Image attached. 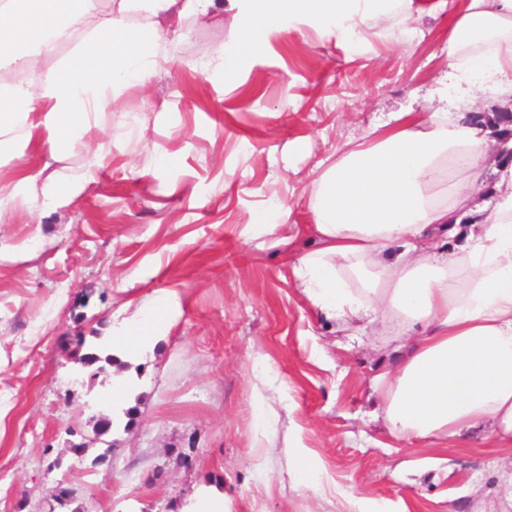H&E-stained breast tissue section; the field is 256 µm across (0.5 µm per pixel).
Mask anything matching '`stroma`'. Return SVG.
I'll return each instance as SVG.
<instances>
[{
    "label": "stroma",
    "mask_w": 512,
    "mask_h": 512,
    "mask_svg": "<svg viewBox=\"0 0 512 512\" xmlns=\"http://www.w3.org/2000/svg\"><path fill=\"white\" fill-rule=\"evenodd\" d=\"M437 2L373 12L355 38L332 19H280L229 75L196 64L241 18L183 25L174 63L114 105L144 135L113 139L91 172L73 150L63 165L84 188L67 205L14 204L0 223V512H194L213 494L224 512H498L512 447L393 437L371 382L395 356L389 334L347 335L293 272L318 167L394 113L436 106L462 0ZM256 215L276 232L246 233ZM152 303L166 320L127 351L113 328ZM91 351L101 362L82 364ZM258 355L278 387L266 438ZM100 414L114 418L101 436Z\"/></svg>",
    "instance_id": "35a3bbf8"
}]
</instances>
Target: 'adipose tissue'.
<instances>
[{
    "mask_svg": "<svg viewBox=\"0 0 512 512\" xmlns=\"http://www.w3.org/2000/svg\"><path fill=\"white\" fill-rule=\"evenodd\" d=\"M0 0V167L35 146L64 161L83 147L90 165L105 148L91 138L139 128L109 106L145 86L174 60L162 26L246 17L237 51L256 52L278 35L280 18L337 17L358 36L370 8L409 12L412 0ZM72 46L52 72L42 63ZM444 94L431 112H402L395 125L350 150L314 179L308 206L315 248L294 274L325 317L344 325L390 326L401 359L377 375L381 409L401 440L437 446L489 429L512 445V163L493 169V204L479 207L488 150L512 140L469 124L476 91L512 102V0H467L448 27ZM84 181L53 170L0 186V212L15 199L48 210Z\"/></svg>",
    "mask_w": 512,
    "mask_h": 512,
    "instance_id": "obj_1",
    "label": "adipose tissue"
}]
</instances>
